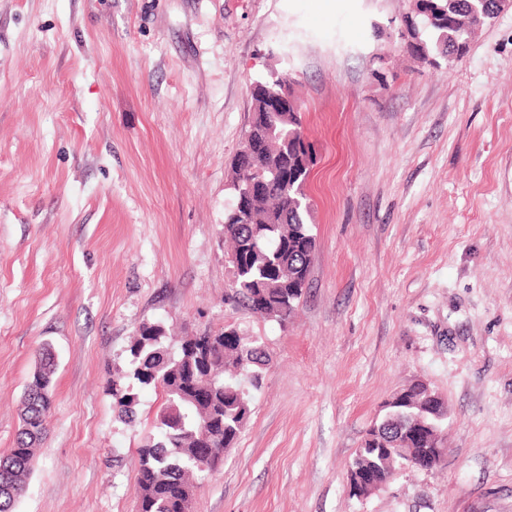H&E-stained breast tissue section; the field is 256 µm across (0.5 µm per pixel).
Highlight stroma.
Instances as JSON below:
<instances>
[{
  "instance_id": "35a3bbf8",
  "label": "stroma",
  "mask_w": 512,
  "mask_h": 512,
  "mask_svg": "<svg viewBox=\"0 0 512 512\" xmlns=\"http://www.w3.org/2000/svg\"><path fill=\"white\" fill-rule=\"evenodd\" d=\"M410 0H0V454L41 348L48 435L15 512H135L165 403L110 381L142 323L232 327L269 363L191 512H512V10L453 66L399 36ZM290 72L317 241L288 326L232 308L231 160L252 84ZM445 456L359 500L348 468L414 380Z\"/></svg>"
}]
</instances>
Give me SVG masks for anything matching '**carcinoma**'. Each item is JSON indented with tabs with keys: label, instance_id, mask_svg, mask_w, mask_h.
Here are the masks:
<instances>
[{
	"label": "carcinoma",
	"instance_id": "1",
	"mask_svg": "<svg viewBox=\"0 0 512 512\" xmlns=\"http://www.w3.org/2000/svg\"><path fill=\"white\" fill-rule=\"evenodd\" d=\"M490 6V0H411L400 36L420 62L434 65L441 59L451 65L457 60L454 46L466 45ZM284 82L285 74L272 73L254 84L246 138L258 146L248 159L256 194L246 220L234 216V205L224 217V238L231 244L230 301L282 326L303 296L307 259L316 251L303 191L315 162L312 146L304 139L293 102L276 108L268 103L281 94ZM167 341L163 326L141 324L131 345V370L112 374V391L120 393L119 417L127 424L137 419L134 385L165 395L156 434L139 448L137 486L148 496L137 503L138 512H178V493L191 488L192 478L221 464L224 451L237 442L251 410V392L263 380L266 352L259 336H240L234 328L209 330L201 340L181 337L174 353ZM54 375L46 358L26 387L23 425L14 447L0 455V512H15L25 490L36 443L47 430ZM434 393L422 380L410 383L393 395L376 425L394 433L421 427L430 435L445 430L448 409H430ZM426 446L412 437L409 447L388 453L365 440L352 460L349 479L367 473L384 486L402 469L424 470Z\"/></svg>",
	"mask_w": 512,
	"mask_h": 512
}]
</instances>
